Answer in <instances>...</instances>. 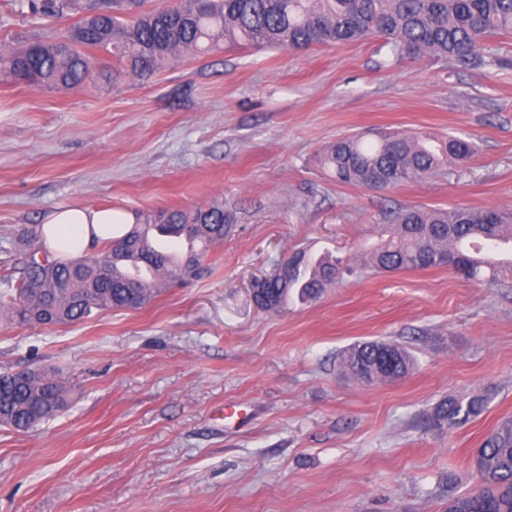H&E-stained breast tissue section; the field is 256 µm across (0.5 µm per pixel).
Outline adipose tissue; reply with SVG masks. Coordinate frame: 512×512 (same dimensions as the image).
<instances>
[{"instance_id": "adipose-tissue-1", "label": "adipose tissue", "mask_w": 512, "mask_h": 512, "mask_svg": "<svg viewBox=\"0 0 512 512\" xmlns=\"http://www.w3.org/2000/svg\"><path fill=\"white\" fill-rule=\"evenodd\" d=\"M133 222L132 214L108 208L60 207L48 216L44 231L52 248L76 257L82 255L91 242L123 235Z\"/></svg>"}]
</instances>
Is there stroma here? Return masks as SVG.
Returning a JSON list of instances; mask_svg holds the SVG:
<instances>
[{"mask_svg":"<svg viewBox=\"0 0 512 512\" xmlns=\"http://www.w3.org/2000/svg\"><path fill=\"white\" fill-rule=\"evenodd\" d=\"M0 10V47L52 37ZM464 70L394 58L381 38L299 52L228 44L140 80L58 91L0 81V278L61 206L151 213L220 198L233 213L204 274L135 310L54 328L0 313V372L52 368L67 407L29 432L0 426V512H445L477 483L484 436L512 419V278L445 268L366 273L312 304L258 311L252 281L305 249L359 257L385 211L512 209V34ZM450 133L469 163L374 189L317 163L336 138ZM385 340L415 359L366 386L343 350ZM466 390L484 412L427 418ZM486 403L487 395L476 391L464 392L437 404L428 422L434 429L449 432L479 416Z\"/></svg>","mask_w":512,"mask_h":512,"instance_id":"1","label":"stroma"}]
</instances>
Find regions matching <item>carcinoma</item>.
<instances>
[{
	"instance_id": "carcinoma-1",
	"label": "carcinoma",
	"mask_w": 512,
	"mask_h": 512,
	"mask_svg": "<svg viewBox=\"0 0 512 512\" xmlns=\"http://www.w3.org/2000/svg\"><path fill=\"white\" fill-rule=\"evenodd\" d=\"M144 0H3L36 20L68 15L79 21L65 34L35 40L0 53V73L34 87L81 88L99 59L109 54L121 73L149 79L185 52H208L222 42L254 49L308 51L378 37L396 58L428 57L476 69L495 62L482 47L488 36L512 34V0H175L143 10ZM474 155L472 144L452 135L362 134L336 139L320 164L336 183L384 188L427 179L448 164ZM387 238L358 262L306 250L288 254L257 284L254 303L263 310L318 300L345 277L367 270L391 273L448 267L481 280L512 272L488 253L512 246V210L410 207L384 217ZM234 222L224 201L204 208L161 210L136 217L135 224L95 254L62 261L44 248L29 253L14 280L5 277L0 309L20 326L46 328L73 324L92 310L120 309L130 295L145 306L171 282L194 279L210 248L224 240ZM340 368L354 380L388 383L414 366L402 346L365 341L345 349ZM67 387L55 371L0 376V424L28 432L64 410ZM487 395L464 392L434 407L428 422L451 431L485 409ZM477 486L453 497L448 512H512V419L494 427L477 449Z\"/></svg>"
}]
</instances>
